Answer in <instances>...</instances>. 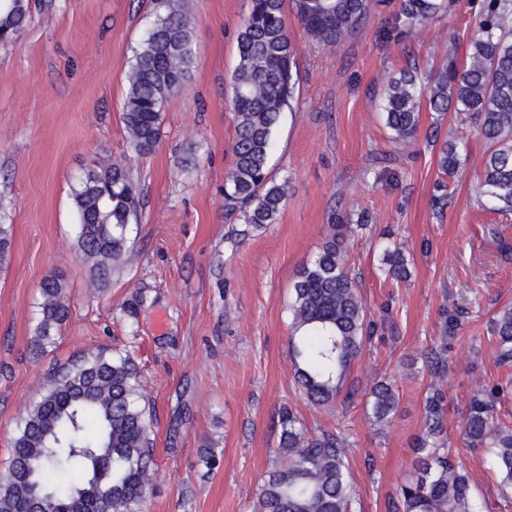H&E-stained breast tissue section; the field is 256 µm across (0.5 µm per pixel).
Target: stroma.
I'll list each match as a JSON object with an SVG mask.
<instances>
[{"mask_svg": "<svg viewBox=\"0 0 512 512\" xmlns=\"http://www.w3.org/2000/svg\"><path fill=\"white\" fill-rule=\"evenodd\" d=\"M479 0L413 36L394 28L396 5H372L364 28L333 50L288 27L298 53V101L284 112L269 170L288 181L277 223L256 228L224 208L236 137L231 75L248 0H188L196 61L163 109L162 137L140 154L121 120L127 71L154 19L153 0H31L16 45L0 47V212L12 255L0 268V476L26 411L53 369L99 347L131 354L149 407L151 494L138 512H250L278 463V411L290 407L313 433L341 432L360 512H386L422 432L432 376L423 350L448 338V437L470 460L477 496L496 477L469 457L461 417L481 383L503 377L490 321L512 306V214L484 210L470 185L488 145L460 115L423 112L415 140H391L380 109L388 76L448 58L465 62ZM466 137L467 160L446 175L437 152ZM108 157L127 170L138 217L127 227L133 261L104 281L80 253L75 178ZM366 217L347 265L378 332L353 363L351 403L314 407L296 389L288 356V301L333 216ZM402 244L411 270L385 278L379 243ZM60 277L69 316L55 344L34 351L40 285ZM400 393L390 428L364 413L373 381ZM214 450L216 467L205 464Z\"/></svg>", "mask_w": 512, "mask_h": 512, "instance_id": "stroma-1", "label": "stroma"}]
</instances>
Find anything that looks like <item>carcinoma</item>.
I'll return each instance as SVG.
<instances>
[{
    "label": "carcinoma",
    "mask_w": 512,
    "mask_h": 512,
    "mask_svg": "<svg viewBox=\"0 0 512 512\" xmlns=\"http://www.w3.org/2000/svg\"><path fill=\"white\" fill-rule=\"evenodd\" d=\"M454 0H400L395 28L412 34L453 6ZM370 0H293L310 41L333 48L359 30ZM157 10L130 65L121 114L126 131L143 154L162 136L165 101L177 92L195 64L193 35L184 0H156ZM30 11V0H0V45H14ZM238 63L231 77L236 139L234 164L224 180L230 214L261 228L277 222L288 184L269 175V156L282 113L296 96L293 66L297 47L288 33L284 0H249L237 36ZM385 124L396 144L415 139L423 107L448 109L474 120L490 145L472 185L474 198L493 213H512V0H481L469 37L465 64L426 75L409 66L382 88ZM465 142L441 145L439 167L460 169ZM79 217L82 256L97 278L109 275L125 253L126 230L138 200L125 168L100 159L84 169L72 190ZM349 224L331 225L318 255L299 270L289 305V357L299 391L313 405H345L348 371L373 339L376 323L347 266ZM12 225L0 216V265L12 252ZM386 276L399 282L410 271L396 245L380 257ZM69 314L65 289L52 276L40 286L32 344L54 343ZM499 368L505 378L474 390L462 419L465 446L484 453L500 493L475 498L469 468L448 444L447 393L438 384L424 399V427L415 444L412 471L390 497L387 512H512V307L492 320ZM425 366L442 382L448 377V337L427 347ZM133 359L104 350L88 351L53 372L49 386L27 412L13 439L8 473L0 477V512H136L153 484L152 448L146 409ZM399 407L395 381L370 388V423L392 424ZM279 464L256 494L254 512H354L356 490L341 433H310L290 410L279 412Z\"/></svg>",
    "instance_id": "obj_1"
}]
</instances>
